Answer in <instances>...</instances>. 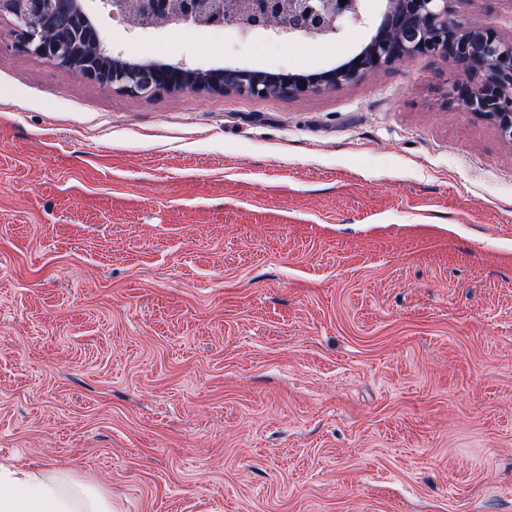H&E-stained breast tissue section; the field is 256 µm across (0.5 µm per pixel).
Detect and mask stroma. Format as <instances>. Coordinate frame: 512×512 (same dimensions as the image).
<instances>
[{"mask_svg": "<svg viewBox=\"0 0 512 512\" xmlns=\"http://www.w3.org/2000/svg\"><path fill=\"white\" fill-rule=\"evenodd\" d=\"M138 62L328 71L327 40L133 34ZM512 40V0H456ZM0 17V462L120 512H512V143L419 56L302 96L135 97Z\"/></svg>", "mask_w": 512, "mask_h": 512, "instance_id": "35a3bbf8", "label": "stroma"}]
</instances>
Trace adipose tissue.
Instances as JSON below:
<instances>
[{
	"instance_id": "adipose-tissue-1",
	"label": "adipose tissue",
	"mask_w": 512,
	"mask_h": 512,
	"mask_svg": "<svg viewBox=\"0 0 512 512\" xmlns=\"http://www.w3.org/2000/svg\"><path fill=\"white\" fill-rule=\"evenodd\" d=\"M0 512H116L112 497L60 472L0 463Z\"/></svg>"
}]
</instances>
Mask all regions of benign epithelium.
<instances>
[{"instance_id": "benign-epithelium-1", "label": "benign epithelium", "mask_w": 512, "mask_h": 512, "mask_svg": "<svg viewBox=\"0 0 512 512\" xmlns=\"http://www.w3.org/2000/svg\"><path fill=\"white\" fill-rule=\"evenodd\" d=\"M83 2L69 0L65 17L94 32L99 65L92 68L81 61L84 45L78 38L51 41L43 36L39 20L42 0H0V16L7 14L15 20V49L25 61L63 64L77 77L137 97H151L162 88L200 89L202 70L183 61L165 67L118 64ZM99 2L130 31L203 23L229 26L243 35L262 32L292 41L303 36L333 37L348 23L362 20L361 0H293L286 16L281 12V0H235L231 11L224 8L223 0ZM423 54L439 55L454 69L455 78L448 89L450 102L491 121L502 138L512 141V41L491 26H462L452 0H386L376 35L354 58L317 75H290L283 92L299 96L341 89ZM224 78L226 91L258 98L273 93L263 76L251 69L226 68Z\"/></svg>"}]
</instances>
